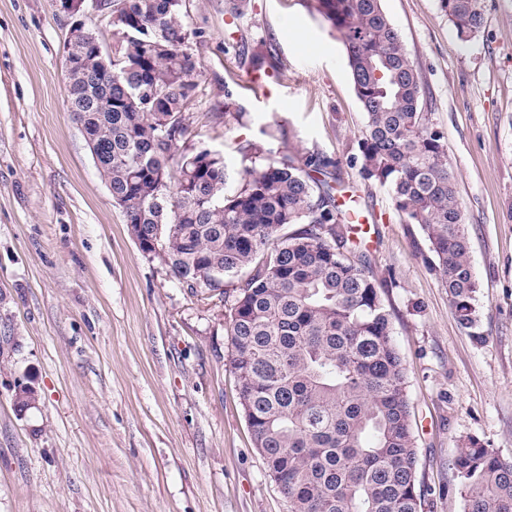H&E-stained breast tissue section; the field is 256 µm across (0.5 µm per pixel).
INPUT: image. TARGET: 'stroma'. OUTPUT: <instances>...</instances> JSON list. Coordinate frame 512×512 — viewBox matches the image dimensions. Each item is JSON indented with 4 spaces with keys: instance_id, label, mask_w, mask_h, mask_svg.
Wrapping results in <instances>:
<instances>
[{
    "instance_id": "1",
    "label": "stroma",
    "mask_w": 512,
    "mask_h": 512,
    "mask_svg": "<svg viewBox=\"0 0 512 512\" xmlns=\"http://www.w3.org/2000/svg\"><path fill=\"white\" fill-rule=\"evenodd\" d=\"M461 41L439 0H383L442 131L480 283L460 326L419 225L352 162L365 115L345 51L310 0H182L201 81L192 144L240 168L242 145L336 163V194L392 313L412 404L423 512H464L468 438L512 458V0H483ZM68 22L53 0H0V512H289L253 444L228 309L139 249L68 110ZM269 53L267 93L246 89ZM245 112L225 116V101ZM39 395L20 413L19 385Z\"/></svg>"
}]
</instances>
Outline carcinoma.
Segmentation results:
<instances>
[{
    "instance_id": "carcinoma-1",
    "label": "carcinoma",
    "mask_w": 512,
    "mask_h": 512,
    "mask_svg": "<svg viewBox=\"0 0 512 512\" xmlns=\"http://www.w3.org/2000/svg\"><path fill=\"white\" fill-rule=\"evenodd\" d=\"M383 0H315L342 41L366 121L359 173L385 187L418 224L459 324L479 319L480 285L445 154L422 111L424 89ZM458 37L484 24L482 0H440ZM112 77L90 67L67 78L74 120L107 158L100 170L124 222L154 246L191 292L227 297L240 278L226 333L239 398L268 476L290 512H421L407 372L391 313L350 238L327 180L336 162L241 147L246 164L189 143L183 114L201 73L182 0H111ZM92 42L70 43L90 62ZM298 229L288 232V226ZM198 287H193V284ZM19 411L37 393L14 395ZM453 468L464 512H512V459L471 438Z\"/></svg>"
}]
</instances>
